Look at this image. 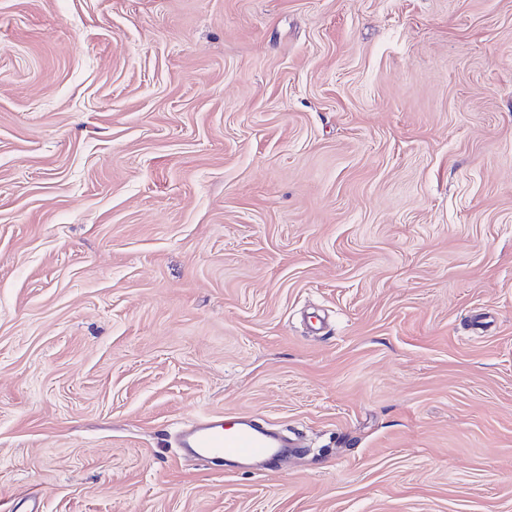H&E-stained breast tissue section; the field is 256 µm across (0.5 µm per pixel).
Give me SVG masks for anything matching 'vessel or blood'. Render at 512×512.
Segmentation results:
<instances>
[{
  "label": "vessel or blood",
  "instance_id": "obj_1",
  "mask_svg": "<svg viewBox=\"0 0 512 512\" xmlns=\"http://www.w3.org/2000/svg\"><path fill=\"white\" fill-rule=\"evenodd\" d=\"M178 446L183 455L201 461L224 457L259 459L270 455H286V440L240 420L224 422L209 415L181 422Z\"/></svg>",
  "mask_w": 512,
  "mask_h": 512
}]
</instances>
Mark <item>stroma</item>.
Masks as SVG:
<instances>
[{
  "label": "stroma",
  "mask_w": 512,
  "mask_h": 512,
  "mask_svg": "<svg viewBox=\"0 0 512 512\" xmlns=\"http://www.w3.org/2000/svg\"><path fill=\"white\" fill-rule=\"evenodd\" d=\"M301 438L182 458L181 419ZM512 512V0H0V512Z\"/></svg>",
  "instance_id": "35a3bbf8"
}]
</instances>
